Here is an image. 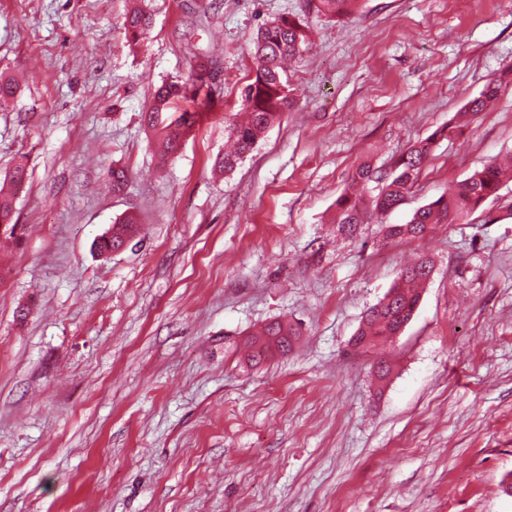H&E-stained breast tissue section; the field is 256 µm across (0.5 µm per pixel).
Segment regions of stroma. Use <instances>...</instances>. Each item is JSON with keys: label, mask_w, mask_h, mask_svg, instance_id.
Segmentation results:
<instances>
[{"label": "stroma", "mask_w": 512, "mask_h": 512, "mask_svg": "<svg viewBox=\"0 0 512 512\" xmlns=\"http://www.w3.org/2000/svg\"><path fill=\"white\" fill-rule=\"evenodd\" d=\"M0 0V512H512V181L461 224L389 238L481 163L512 154V83L440 140L406 203L339 234L363 157L380 173L512 69V0ZM311 30L295 102L229 174L252 39ZM210 71L217 99L159 163L141 114L162 83ZM127 187L113 192L111 168ZM134 215L137 245L93 243ZM434 261L403 333L349 341L419 255ZM284 317L301 336L259 366L244 343ZM391 364L385 382L371 365ZM124 20L127 41L131 45H138L141 39L152 27V17L141 8L130 9Z\"/></svg>", "instance_id": "35a3bbf8"}]
</instances>
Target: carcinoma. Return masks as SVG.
<instances>
[{"instance_id": "carcinoma-1", "label": "carcinoma", "mask_w": 512, "mask_h": 512, "mask_svg": "<svg viewBox=\"0 0 512 512\" xmlns=\"http://www.w3.org/2000/svg\"><path fill=\"white\" fill-rule=\"evenodd\" d=\"M357 0H317L319 12L331 17L344 16L351 12ZM152 27V17L141 8L130 9L124 20L127 41L137 45ZM308 40L305 26L295 17L280 16L261 25L253 42V69L250 82L241 91L243 108L248 112L244 123H231L227 134L234 140L235 149L215 159V165L228 173L233 171L244 155L251 151L263 133L293 105L294 99L283 80L282 64L298 56ZM502 81L488 85L482 94L467 104V113L476 115L483 111L486 103L498 94ZM208 86L206 71L201 69L190 74L182 82L161 85L143 121L160 143L161 159L175 156L188 134L191 123L185 117L180 121L169 120L168 113L177 109L190 90ZM451 128L442 127L428 137L411 145L395 162L392 173L378 176L370 161H363L355 170L352 181L367 184L383 181L379 194L368 207L357 197L344 194L336 200L334 223L344 235H353L358 225L369 224L374 218L400 206L411 194L423 165L436 143L448 136ZM508 173L494 160L476 169L463 180L456 191L418 207L405 224L389 225L388 238L416 239L424 236L435 224H455L476 210L488 198L498 195ZM14 194L0 191V225H6L9 235H14ZM139 234L138 225L132 216L112 226V231L103 234L95 243L99 253L104 254L121 247L125 240ZM433 269L431 260L422 259L401 269L391 288L367 313L363 325L352 339V345L361 349L372 348L379 338L397 336L400 328L414 315L421 297V286ZM300 335L298 327L286 319H273L259 330L251 333L247 340L249 360L260 363L277 354L292 350Z\"/></svg>"}]
</instances>
